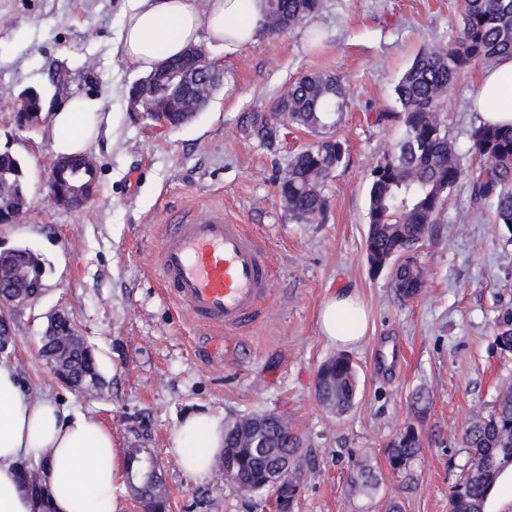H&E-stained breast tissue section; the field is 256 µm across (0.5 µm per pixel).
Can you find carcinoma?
Masks as SVG:
<instances>
[{
    "mask_svg": "<svg viewBox=\"0 0 512 512\" xmlns=\"http://www.w3.org/2000/svg\"><path fill=\"white\" fill-rule=\"evenodd\" d=\"M323 0H265L264 23L259 35L274 37L296 29H306L317 43L322 33L306 27L322 8ZM461 27L448 42L422 49L399 79L395 94L397 112L378 115V120L394 121L400 128L398 140L382 153L370 172L368 192V231L365 253L371 270L384 257L398 295L412 299L423 284L424 266L411 265L404 255L415 248L445 210L448 195L465 183L476 209H488L494 222L512 233V124L479 123L470 132L471 152L478 165L467 166L444 126L443 111L448 90L459 74L472 65H496L503 56H512V0H459ZM349 105L344 79L331 73H309L297 78L272 105V115H256L252 132L271 146L277 139L276 114L288 112L289 124L303 129L315 141L291 155L279 177V197H288V216L298 223L319 219L327 207L326 183L344 163L346 148L333 135ZM24 192L21 161L11 153L0 152V208H8ZM16 278L4 280L8 293L17 303L28 302L31 287L43 282V261L28 248L5 253ZM498 332L496 342L504 353H512V316ZM50 345H41L40 357L49 362L61 359L70 368V381L90 392L97 389L100 374L92 348H80L70 328L58 324L52 329ZM315 388L319 403L337 414L350 410L357 396L358 379L351 358L338 353L317 370ZM257 432L265 448L250 447L249 435ZM468 449L467 467L452 487L450 512H484L487 497L500 475L512 468V384L499 389L492 410L470 419L461 434ZM224 447L232 449L226 461L242 477L240 488L259 493L268 489L266 477L278 461L293 453H303L301 438L286 430L285 424L254 427L241 417L224 430ZM423 436L411 422L389 441L386 457L390 470L408 478L410 467L421 453ZM127 472L132 476L147 471V457L141 450L127 451ZM374 476L361 462L353 465L352 486L364 490ZM22 481L30 496L47 512L49 492L41 468L32 463L22 466ZM161 478L149 482L140 501L145 512H166L168 494L158 490Z\"/></svg>",
    "mask_w": 512,
    "mask_h": 512,
    "instance_id": "carcinoma-1",
    "label": "carcinoma"
}]
</instances>
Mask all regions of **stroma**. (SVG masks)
Listing matches in <instances>:
<instances>
[{"label": "stroma", "mask_w": 512, "mask_h": 512, "mask_svg": "<svg viewBox=\"0 0 512 512\" xmlns=\"http://www.w3.org/2000/svg\"><path fill=\"white\" fill-rule=\"evenodd\" d=\"M121 5L0 0V150L20 158L28 199L19 221L0 224V252L25 247L45 267L42 293L6 310L8 359L26 384L101 420L119 448L153 449L169 512H272L270 493L238 491L221 469L199 480L184 475L171 437L196 409L287 420L306 444L291 512H386L393 500L404 512H448L468 459L462 429L512 383V356L495 343L499 321L512 314V234L457 187L420 246L426 279L411 300L399 297L388 272H371L364 242L370 171L396 137L376 116L398 110L394 89L418 51L458 30L456 0H324L310 21L323 34L316 45L300 29L247 47L203 39L223 84L190 123L169 130L130 108L126 91L141 76L117 50ZM311 72L338 74L348 86L350 107L337 129L347 155L327 184L324 215L298 223L280 202L277 179L311 134L286 127L269 148L244 125ZM480 72L476 65L461 73L448 94V135L463 152L478 122L471 99ZM30 88L103 104L88 152L98 191L84 207L63 208L49 196V119L25 129L14 121L13 105ZM115 111L114 127L107 118ZM187 205L223 206L267 250L278 291L253 324L200 326L161 288L153 269L161 231ZM334 291L365 304L359 346L342 350L319 333L318 311ZM58 310L96 349L104 384L93 395L70 390L39 356ZM341 350L357 370L358 392L353 408L337 415L318 403L315 377ZM420 390L430 394L424 447L406 484L392 474L385 446L411 421ZM358 460L377 478L364 493L350 482Z\"/></svg>", "instance_id": "35a3bbf8"}]
</instances>
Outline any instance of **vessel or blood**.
<instances>
[{
    "label": "vessel or blood",
    "instance_id": "vessel-or-blood-1",
    "mask_svg": "<svg viewBox=\"0 0 512 512\" xmlns=\"http://www.w3.org/2000/svg\"><path fill=\"white\" fill-rule=\"evenodd\" d=\"M157 271L195 321L219 330L248 325L273 292L266 250L220 208L203 215L192 210L165 225Z\"/></svg>",
    "mask_w": 512,
    "mask_h": 512
}]
</instances>
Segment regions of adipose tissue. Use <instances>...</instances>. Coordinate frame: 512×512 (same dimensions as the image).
<instances>
[{"mask_svg":"<svg viewBox=\"0 0 512 512\" xmlns=\"http://www.w3.org/2000/svg\"><path fill=\"white\" fill-rule=\"evenodd\" d=\"M264 21V0H125L117 50L136 71L152 73L202 36L228 45L252 43ZM475 105L483 121L512 124V57L482 74ZM100 100L76 95L65 104L45 102L53 150L87 152L99 135ZM366 317L356 295L331 293L319 313L321 336L341 346L359 344ZM223 414L187 413L172 439L182 471L211 475L224 450ZM43 464L52 512H125L126 460L111 430L79 407L59 404L27 387L16 365L0 360V512H33L24 490L23 463Z\"/></svg>","mask_w":512,"mask_h":512,"instance_id":"obj_1","label":"adipose tissue"}]
</instances>
